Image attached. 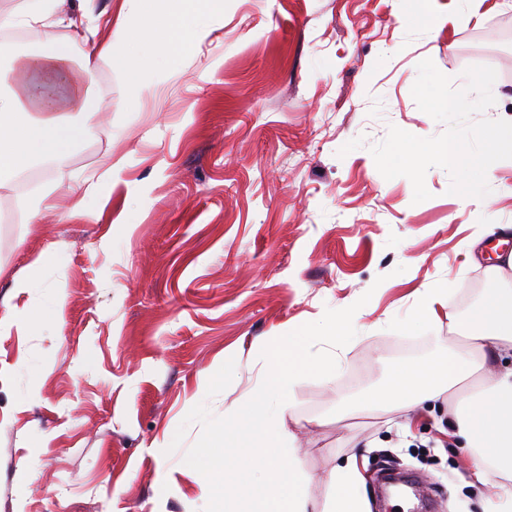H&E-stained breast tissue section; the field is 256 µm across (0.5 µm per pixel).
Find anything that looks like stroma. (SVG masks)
Returning <instances> with one entry per match:
<instances>
[{
	"label": "stroma",
	"mask_w": 512,
	"mask_h": 512,
	"mask_svg": "<svg viewBox=\"0 0 512 512\" xmlns=\"http://www.w3.org/2000/svg\"><path fill=\"white\" fill-rule=\"evenodd\" d=\"M486 5L479 20L431 0L433 27L404 23L414 0H224L191 49L142 44L154 66L137 86L93 61L94 112L63 173L97 186L101 219L59 221L78 200L63 188L44 223H0V300L29 318L0 332V512H203L208 482L184 462L200 425L172 444L187 413L232 410L269 338L365 294L336 376L299 380L286 416L315 512L353 456L367 512H406L381 500L386 464L423 480L433 512H482L494 490L444 446L446 404L406 436L403 409L369 396L396 366L447 356L449 314L512 281L497 236L480 234L504 224L512 240V159L492 164L482 199L430 168L417 204L369 148L392 125L445 131L411 94L426 58L457 89L468 67H492L483 116L512 115V9ZM65 36L82 61L87 31L39 25L10 40L0 74ZM113 159L120 172L100 182ZM36 260V288L15 293ZM443 284L445 307L419 320L418 293Z\"/></svg>",
	"instance_id": "stroma-1"
}]
</instances>
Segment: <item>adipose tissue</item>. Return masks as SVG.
<instances>
[{"label": "adipose tissue", "mask_w": 512, "mask_h": 512, "mask_svg": "<svg viewBox=\"0 0 512 512\" xmlns=\"http://www.w3.org/2000/svg\"><path fill=\"white\" fill-rule=\"evenodd\" d=\"M184 10L175 15L157 12L156 0H124L141 25L125 32L124 51L111 43L93 45L94 57L108 60L128 84H135L148 67L138 48L143 41H175L189 47L210 34L197 23L191 8L196 0H182ZM85 0H24L0 15V29H26L59 16L75 26L86 16ZM68 41H57L47 53L19 59L12 73L14 89L0 94V185L38 163L64 164L71 145L87 130L89 89L80 70L70 66ZM464 330L465 341L450 356L432 361L429 378L417 366L400 370L382 390L381 397L401 407L448 404L447 436L453 447L469 453L471 473L479 484L494 483L500 503L489 512H512V288L486 296L466 323L449 316V332ZM361 480L356 460H348L332 473L335 489L323 512H360L351 490Z\"/></svg>", "instance_id": "ef3b65f1"}]
</instances>
